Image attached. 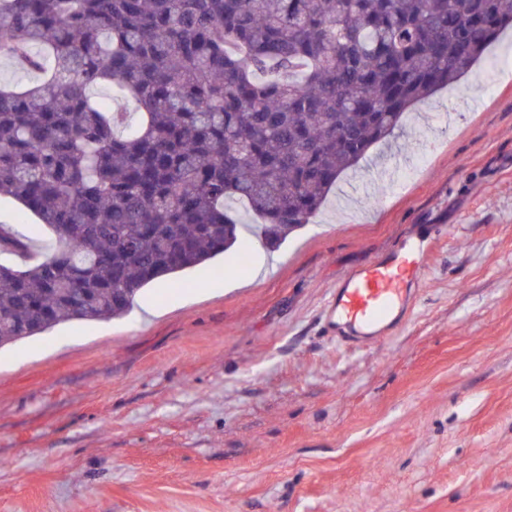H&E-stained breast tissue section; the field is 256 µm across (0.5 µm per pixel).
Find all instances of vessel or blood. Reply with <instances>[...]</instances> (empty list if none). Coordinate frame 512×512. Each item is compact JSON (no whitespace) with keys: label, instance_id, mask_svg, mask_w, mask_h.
Listing matches in <instances>:
<instances>
[{"label":"vessel or blood","instance_id":"1","mask_svg":"<svg viewBox=\"0 0 512 512\" xmlns=\"http://www.w3.org/2000/svg\"><path fill=\"white\" fill-rule=\"evenodd\" d=\"M425 250L403 243L386 257L350 273L329 304L340 337L368 344L412 300L423 276Z\"/></svg>","mask_w":512,"mask_h":512}]
</instances>
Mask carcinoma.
Returning a JSON list of instances; mask_svg holds the SVG:
<instances>
[{
    "label": "carcinoma",
    "mask_w": 512,
    "mask_h": 512,
    "mask_svg": "<svg viewBox=\"0 0 512 512\" xmlns=\"http://www.w3.org/2000/svg\"><path fill=\"white\" fill-rule=\"evenodd\" d=\"M512 27V0H0V196L54 241L0 262V348L125 316L225 254L269 249ZM35 229L0 224V253Z\"/></svg>",
    "instance_id": "cac0c4a2"
}]
</instances>
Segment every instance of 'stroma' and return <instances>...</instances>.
Segmentation results:
<instances>
[{
    "instance_id": "stroma-1",
    "label": "stroma",
    "mask_w": 512,
    "mask_h": 512,
    "mask_svg": "<svg viewBox=\"0 0 512 512\" xmlns=\"http://www.w3.org/2000/svg\"><path fill=\"white\" fill-rule=\"evenodd\" d=\"M512 28L274 252L0 348V512H512ZM430 246L401 326L337 283Z\"/></svg>"
}]
</instances>
